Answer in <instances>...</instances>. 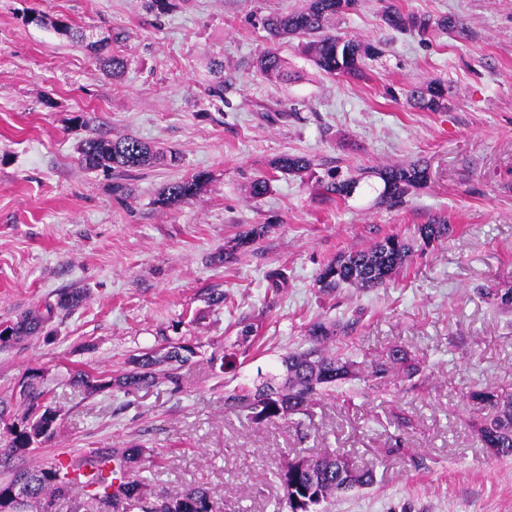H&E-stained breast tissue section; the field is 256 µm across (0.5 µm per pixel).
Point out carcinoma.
<instances>
[{"instance_id":"cac0c4a2","label":"carcinoma","mask_w":512,"mask_h":512,"mask_svg":"<svg viewBox=\"0 0 512 512\" xmlns=\"http://www.w3.org/2000/svg\"><path fill=\"white\" fill-rule=\"evenodd\" d=\"M185 0H145V7L156 15H167ZM382 21L390 28L420 37L435 27L452 31L458 21L448 17L432 20L400 9L393 0H384ZM360 0H307L306 7L287 14L266 17L263 28L271 38L295 36L305 39L303 50L317 69L331 76L365 77L366 60L382 50L356 37L327 30L330 19L354 11ZM58 33L76 40L82 48L103 63L106 75L119 81L125 73V59L112 52L107 39L89 41L85 34L65 17L53 22ZM256 68L270 80L287 82L293 74L288 62L276 50H268L257 58ZM414 105L422 110L437 111L443 105V92L436 87H414L410 92ZM163 158L143 141L132 135L108 139L94 135L80 148L79 163L88 170L118 169L124 172L148 167ZM313 166L310 158L286 154L278 158L276 168L288 174L307 172ZM366 177L382 182L381 201L391 205L402 202L412 189L428 180V166L417 160L407 164L386 165L366 171ZM204 182L201 174L176 181L163 189L158 202L163 205L184 203L194 198ZM359 181L329 176L319 181L323 195L338 199L354 193ZM423 244L430 245L450 237L453 226L445 219H434L418 228ZM412 247L396 236L387 237L373 246L350 251L326 265L317 276L320 287L333 291L343 285L356 288H379L390 282L405 266ZM84 295L78 291L64 292L55 302L21 313L0 328V348L13 346L25 339L49 337L51 323L61 311L78 307ZM349 325L315 320L306 330L308 347L290 351L281 357L285 376L273 386L245 388L227 396L225 404L247 413L257 425L305 413L324 391L357 376L355 362L332 352ZM196 347L181 341L156 348H144L129 358L127 368L109 379L86 371H78L73 381L90 393L116 388L126 394L156 386L162 381L176 382L179 370L193 363ZM398 369L407 379L418 373L411 356L404 348L391 349L384 360L374 365L371 376L385 379ZM50 389L41 369L30 368L19 384L16 403L0 401V468L54 438L57 432V411L48 404ZM479 406L481 416L476 432L483 447L498 458L512 457V389L485 387L468 393ZM144 454L138 445L126 448H93L77 460L50 466L35 465L13 472L10 480L0 482V512H46L55 499L65 498L75 486L80 487L95 505L97 512H126V505L135 502L141 512H217L210 492L193 488L154 495L147 491L144 479L131 478ZM284 492L287 512H317L336 494L352 489L368 488L375 483L373 470L354 465L345 453L324 452L308 458L288 459L277 472Z\"/></svg>"}]
</instances>
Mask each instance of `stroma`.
I'll use <instances>...</instances> for the list:
<instances>
[{"label": "stroma", "instance_id": "stroma-1", "mask_svg": "<svg viewBox=\"0 0 512 512\" xmlns=\"http://www.w3.org/2000/svg\"><path fill=\"white\" fill-rule=\"evenodd\" d=\"M305 2L186 0L157 17L144 0H0V322L63 292L85 295L56 316L49 338L0 349V401L39 367L60 411L56 436L15 463L136 444L154 492L200 486L224 512H277L282 463L342 449L375 482L337 494L328 512H512V460L482 447L467 398L512 384V311L485 294L512 288V0H397L460 22L423 38L385 25L382 0H361L336 30L381 48L363 79L319 73L299 38L267 39L264 17ZM35 11L45 22L31 21ZM60 16L112 38L127 61L120 83L54 31ZM270 49L293 80L257 71ZM216 62L219 97L209 93ZM427 84L444 87L445 109L409 103L411 87ZM93 132L133 135L177 158L89 171L78 157ZM284 154L313 167L282 174L274 162ZM418 159L426 185L394 206L364 185L334 201L318 190L332 168L357 178ZM198 173L206 181L193 199L158 204L166 185ZM261 174L271 191L255 199L249 186ZM434 216L454 232L426 246L418 227ZM258 225L264 236L235 250ZM393 234L413 253L385 287H319L324 264ZM272 271L284 288H270ZM215 290L223 303L210 302ZM319 318L349 323L339 347L361 378L310 414L270 424L225 405L234 389L281 375V356L304 347ZM178 340L200 352L178 384L127 395L70 382L79 370L117 375L135 351ZM395 346L418 374L370 378ZM400 414L412 420L402 432ZM394 436L403 453L384 455Z\"/></svg>", "mask_w": 512, "mask_h": 512}]
</instances>
